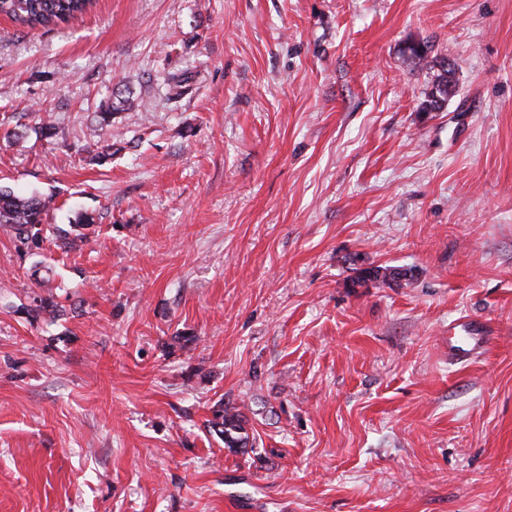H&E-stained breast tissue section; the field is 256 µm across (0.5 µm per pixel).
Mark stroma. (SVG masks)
Returning <instances> with one entry per match:
<instances>
[{"instance_id":"obj_1","label":"stroma","mask_w":512,"mask_h":512,"mask_svg":"<svg viewBox=\"0 0 512 512\" xmlns=\"http://www.w3.org/2000/svg\"><path fill=\"white\" fill-rule=\"evenodd\" d=\"M0 187L94 219L0 229V512H512V0L2 15ZM441 70L432 79L430 91L426 94L425 108L429 110H439L449 97L453 96L456 91V84L453 80L455 73L454 65L443 63L440 65ZM476 336H469L470 344L469 348H462L456 345L452 338L448 340V358L454 362H463L467 360L473 353L482 347H488L492 332L483 331L481 333L476 332ZM211 415L210 427L224 439L225 448L253 447L254 438L249 436L247 420L238 407L219 401L212 407Z\"/></svg>"}]
</instances>
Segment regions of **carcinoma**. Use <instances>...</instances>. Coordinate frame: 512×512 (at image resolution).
<instances>
[{
    "label": "carcinoma",
    "instance_id": "carcinoma-1",
    "mask_svg": "<svg viewBox=\"0 0 512 512\" xmlns=\"http://www.w3.org/2000/svg\"><path fill=\"white\" fill-rule=\"evenodd\" d=\"M94 0H0V15L18 24L35 29L66 24L93 6ZM428 46L412 43L405 50L406 59L416 67L427 65ZM454 65L443 63L434 75L430 91L426 94L425 108L439 110L456 91L453 80ZM52 199L37 196H18L0 189V226L9 230L18 251H41L48 237L44 234L45 216ZM407 276L397 267H376L363 272L362 279L383 283ZM211 429L224 439L226 448L253 446L247 430V420L238 407L222 401L216 403L209 419Z\"/></svg>",
    "mask_w": 512,
    "mask_h": 512
}]
</instances>
